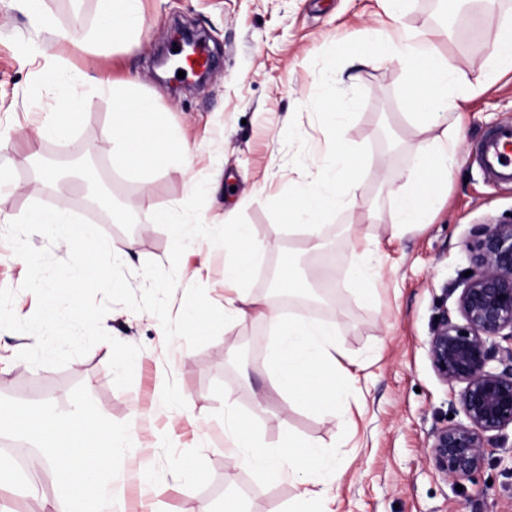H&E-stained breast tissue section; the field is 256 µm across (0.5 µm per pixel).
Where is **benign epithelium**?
<instances>
[{
	"instance_id": "benign-epithelium-1",
	"label": "benign epithelium",
	"mask_w": 512,
	"mask_h": 512,
	"mask_svg": "<svg viewBox=\"0 0 512 512\" xmlns=\"http://www.w3.org/2000/svg\"><path fill=\"white\" fill-rule=\"evenodd\" d=\"M204 84L198 59L206 33L177 22L169 35ZM472 274L456 300V314L443 312L428 341V357L437 377L460 386L464 420L436 428L429 459L441 476L469 480L487 459V449L512 428V222L484 224L466 242ZM511 342L507 347L496 338ZM498 366H492V363Z\"/></svg>"
}]
</instances>
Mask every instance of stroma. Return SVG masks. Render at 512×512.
Listing matches in <instances>:
<instances>
[{
    "mask_svg": "<svg viewBox=\"0 0 512 512\" xmlns=\"http://www.w3.org/2000/svg\"><path fill=\"white\" fill-rule=\"evenodd\" d=\"M51 23L33 26L20 0H0V402L46 411L79 427L83 415L104 411L103 425L134 436L135 455L112 483L116 512H224L237 500L243 512H286L301 491L299 477L263 479L224 455L228 419L268 446L289 438L325 445L336 469L328 495L331 512H512V429L472 479L455 484L428 459L430 434L461 420L456 391L434 373L427 343L442 309H455L470 268L466 241L483 224L512 216V184L488 175L477 157L484 134L512 123V73L468 103L461 114L463 141L448 176L446 200L431 223L392 238L393 193L412 165L409 141L434 137L416 130L407 114L410 67L353 62L347 45L357 38L437 33L462 81L490 73L489 45L512 0L490 11L461 10L459 0H406L391 18L383 0H142L144 22L135 45L98 36L101 0H46ZM187 17L209 35L218 58L208 82L182 88L151 76L150 50L164 44L174 22ZM32 47L64 57L85 82L133 80V94L152 97L169 131L192 149L187 164L150 171L112 164L110 95L94 96L79 124L63 135L35 140V130L57 110V83L41 77L28 57ZM350 104L345 140L361 182L355 200L336 207L324 236L331 249L310 252L301 230H289L281 210L310 185L302 166L333 157L335 132L326 98ZM94 148L95 172L112 191L128 224L103 227L106 239L134 250L125 265L134 289L144 262L168 265L171 237L149 223L150 212L182 205L194 186L209 179L202 218L208 225L244 215L254 235L270 246L267 264L245 286L251 296L268 291V272L284 251L304 262L309 276L332 265L330 299L315 314L334 321L348 375L334 417L321 418L289 405L272 381L269 321L234 318L218 337L192 349L166 342L158 319L116 305L102 326L116 339L140 346L133 383L117 388L99 343L65 367H34L17 360L32 344L40 320L39 288L66 274L73 251L45 228L26 223L36 208L64 205L86 218L83 188L58 197L35 165L36 156L71 155ZM373 242L364 256L370 298L344 275L354 259V238ZM171 315L186 289L201 284L216 306L224 304V251L195 240L181 257ZM257 337L245 350L244 337ZM150 468L152 481L138 472Z\"/></svg>",
    "mask_w": 512,
    "mask_h": 512,
    "instance_id": "stroma-1",
    "label": "stroma"
}]
</instances>
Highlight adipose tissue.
<instances>
[{"label":"adipose tissue","instance_id":"ef3b65f1","mask_svg":"<svg viewBox=\"0 0 512 512\" xmlns=\"http://www.w3.org/2000/svg\"><path fill=\"white\" fill-rule=\"evenodd\" d=\"M143 21L141 0H105L103 33L120 39L139 29ZM355 60L401 62L419 69L422 78L407 92L412 108L410 118L416 126L431 124L441 132L432 141L417 142L413 149V165L404 186L395 192V235H403L411 227L426 223L437 204L443 185L448 179V156L456 152L461 131L444 129L447 113L459 111L464 102L481 93V86L463 85L450 58L440 52L432 36L418 35L409 39L381 38L356 43L351 48ZM117 106L112 114V161L124 167L139 161L154 168L187 159L189 145L165 135L157 118L155 104L148 97H129L117 93ZM347 183L349 192H356L360 183L349 176L348 154L344 144H337L331 163L323 170L316 187L298 200L288 202L289 219L304 220L311 237L321 235L325 217L344 201L338 192L340 183ZM32 224L55 226L60 241L74 248L75 269L72 276L46 289L47 300L41 311V327L55 323L52 300L55 295L70 292L74 280L98 277L108 266L111 256L134 249L133 242L120 247H108L90 225L70 223L67 211L58 206L38 210L28 218ZM224 279L239 284L237 297L225 298L224 311L243 315L245 308L269 319L278 339L273 352V375L280 394L301 402L311 413L320 417L335 415L340 401L336 384L325 383L311 389L302 378L335 368L342 344L334 323L299 315L282 321L265 307L261 298H249L242 284L260 266L267 247L252 234L249 225L228 224L224 227ZM13 426L28 435L43 440L48 452L44 457L45 471L53 487L52 499L35 497L31 512H54L56 504H64L65 512H110V488L116 463L131 454L128 435L102 431L95 420L85 421L79 430L61 428L48 415L28 410L10 414ZM233 464L245 463L258 473L278 479L301 473V465L293 451L306 447L309 458L320 461L318 470L305 474L303 493L288 507V512H330L327 500L318 492L329 470L317 442L302 444L289 439L287 448L271 449L252 437L232 434Z\"/></svg>","mask_w":512,"mask_h":512}]
</instances>
